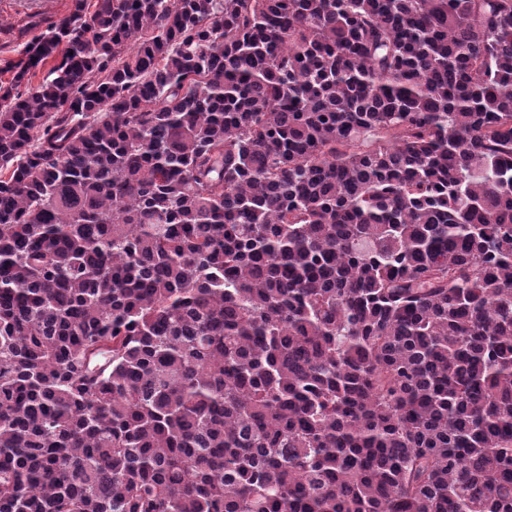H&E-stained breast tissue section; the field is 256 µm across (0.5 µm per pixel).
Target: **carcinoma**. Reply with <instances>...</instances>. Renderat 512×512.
I'll return each mask as SVG.
<instances>
[{
    "label": "carcinoma",
    "mask_w": 512,
    "mask_h": 512,
    "mask_svg": "<svg viewBox=\"0 0 512 512\" xmlns=\"http://www.w3.org/2000/svg\"><path fill=\"white\" fill-rule=\"evenodd\" d=\"M11 71L0 512H512V0H75Z\"/></svg>",
    "instance_id": "obj_1"
}]
</instances>
